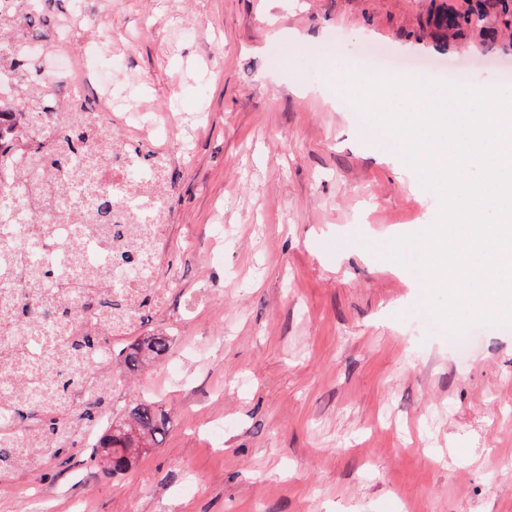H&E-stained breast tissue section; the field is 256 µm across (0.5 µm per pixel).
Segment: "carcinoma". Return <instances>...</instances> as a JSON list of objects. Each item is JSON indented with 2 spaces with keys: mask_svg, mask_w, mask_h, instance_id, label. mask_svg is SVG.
I'll return each instance as SVG.
<instances>
[{
  "mask_svg": "<svg viewBox=\"0 0 512 512\" xmlns=\"http://www.w3.org/2000/svg\"><path fill=\"white\" fill-rule=\"evenodd\" d=\"M497 9L501 16L507 18L508 0H479L464 14L461 21L453 22L451 30L475 29L485 20L487 11ZM53 101L45 96L23 95L17 103L16 116L20 119L15 129L17 142L26 147L37 165L56 179L66 181L64 193L75 194L77 174L83 172L87 162V149L97 138L112 139V132L98 131L91 118L87 115L75 114L70 122L61 128L47 130L42 139H33L26 123L35 114L52 111ZM115 198L112 188L101 190L95 200V213L101 218L112 216ZM113 225L105 224L107 235H116V239H124L120 251V263L133 277L148 270L154 261L155 245L153 239L141 227L125 225L112 231ZM74 291L95 307L102 322L112 325L124 322L128 317V303L118 287L110 286L103 290L82 282V275L73 277ZM57 275L50 269L37 270V278L29 290L31 298L16 318L27 324L30 335L42 334L45 320L43 296L47 287L55 284ZM56 322L60 331L66 333L61 345L51 344L50 354L43 360L45 372L53 377L51 386L32 390L25 386L17 388L13 402L18 410L3 415L18 430L0 432V473L17 470H37L42 466L41 448H51L60 453L76 443L77 428H96L104 419L113 414L112 410V370L109 361L105 360V338L95 330H72L75 311L64 302L55 308ZM171 347L170 337L162 334L138 336L127 342L113 360L115 364L132 375L162 363L168 356ZM86 371H98L102 374L101 385L86 397L78 406L68 401L71 384L82 378ZM32 408L41 414L40 425L33 433L24 427V411ZM137 428L144 448H156L162 444L170 431V419L167 411L158 401L144 397L138 400L128 412L121 417L112 419L100 435L94 455H99L105 448L112 449V461L105 469L121 475L127 472L134 463L124 449L132 447V428Z\"/></svg>",
  "mask_w": 512,
  "mask_h": 512,
  "instance_id": "cac0c4a2",
  "label": "carcinoma"
}]
</instances>
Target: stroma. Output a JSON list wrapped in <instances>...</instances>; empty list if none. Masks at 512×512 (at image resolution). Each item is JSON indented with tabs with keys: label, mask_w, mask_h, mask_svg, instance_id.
<instances>
[{
	"label": "stroma",
	"mask_w": 512,
	"mask_h": 512,
	"mask_svg": "<svg viewBox=\"0 0 512 512\" xmlns=\"http://www.w3.org/2000/svg\"><path fill=\"white\" fill-rule=\"evenodd\" d=\"M475 0H91L125 31L112 129L146 108L172 150L167 293L133 336L160 366L113 374L112 409L160 400L168 437L123 475L85 438L44 469L0 473V512H512V330L467 354L425 281L385 255L439 199L368 142L343 93L368 55L512 75V27L446 36ZM307 51H299V42Z\"/></svg>",
	"instance_id": "1"
}]
</instances>
